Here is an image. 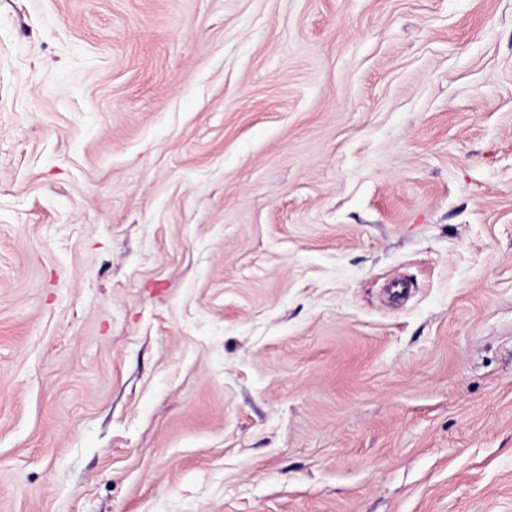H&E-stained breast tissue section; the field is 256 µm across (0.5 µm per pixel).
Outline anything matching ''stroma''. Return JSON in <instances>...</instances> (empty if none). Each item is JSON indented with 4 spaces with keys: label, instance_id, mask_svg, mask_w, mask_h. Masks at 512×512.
Instances as JSON below:
<instances>
[{
    "label": "stroma",
    "instance_id": "35a3bbf8",
    "mask_svg": "<svg viewBox=\"0 0 512 512\" xmlns=\"http://www.w3.org/2000/svg\"><path fill=\"white\" fill-rule=\"evenodd\" d=\"M0 512H512V0H0Z\"/></svg>",
    "mask_w": 512,
    "mask_h": 512
}]
</instances>
